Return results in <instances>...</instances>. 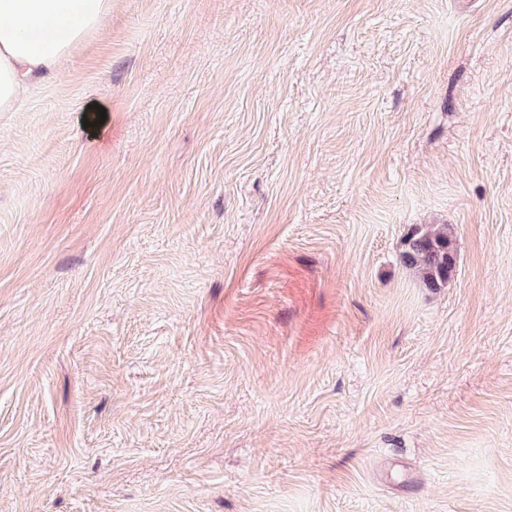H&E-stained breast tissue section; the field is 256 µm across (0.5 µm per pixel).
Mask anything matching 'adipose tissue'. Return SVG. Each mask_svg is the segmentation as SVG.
<instances>
[{
  "label": "adipose tissue",
  "mask_w": 512,
  "mask_h": 512,
  "mask_svg": "<svg viewBox=\"0 0 512 512\" xmlns=\"http://www.w3.org/2000/svg\"><path fill=\"white\" fill-rule=\"evenodd\" d=\"M111 11L112 0H0V112L16 111Z\"/></svg>",
  "instance_id": "adipose-tissue-1"
}]
</instances>
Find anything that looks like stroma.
Segmentation results:
<instances>
[{
	"label": "stroma",
	"mask_w": 512,
	"mask_h": 512,
	"mask_svg": "<svg viewBox=\"0 0 512 512\" xmlns=\"http://www.w3.org/2000/svg\"><path fill=\"white\" fill-rule=\"evenodd\" d=\"M0 512H512V0H112L0 113ZM455 242L450 225L414 228L405 238L402 262L421 276L427 288H441L448 283L456 266Z\"/></svg>",
	"instance_id": "obj_1"
}]
</instances>
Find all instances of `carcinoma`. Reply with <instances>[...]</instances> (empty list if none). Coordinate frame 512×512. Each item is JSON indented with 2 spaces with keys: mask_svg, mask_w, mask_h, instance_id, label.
<instances>
[{
  "mask_svg": "<svg viewBox=\"0 0 512 512\" xmlns=\"http://www.w3.org/2000/svg\"><path fill=\"white\" fill-rule=\"evenodd\" d=\"M456 238L447 225L412 229L405 238L403 264L416 271L426 287L437 289L448 283L457 262Z\"/></svg>",
  "mask_w": 512,
  "mask_h": 512,
  "instance_id": "1",
  "label": "carcinoma"
}]
</instances>
